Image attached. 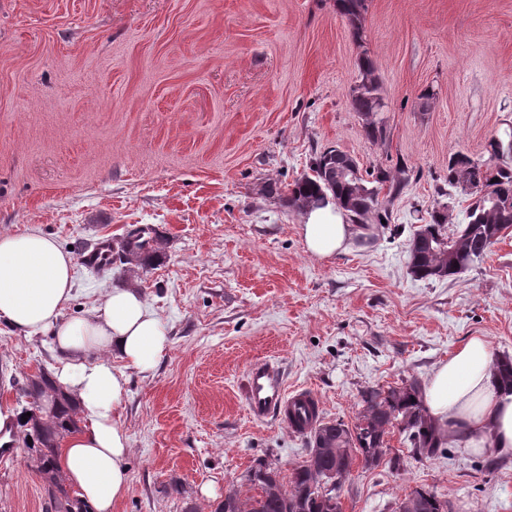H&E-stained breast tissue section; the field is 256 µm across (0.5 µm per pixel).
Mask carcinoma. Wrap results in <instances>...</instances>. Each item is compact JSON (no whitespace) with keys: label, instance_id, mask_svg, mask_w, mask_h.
<instances>
[{"label":"carcinoma","instance_id":"1","mask_svg":"<svg viewBox=\"0 0 512 512\" xmlns=\"http://www.w3.org/2000/svg\"><path fill=\"white\" fill-rule=\"evenodd\" d=\"M366 9L367 0H336V11L357 41L362 40ZM357 69L360 91L350 96V103L361 117L368 139L381 142L386 138V127L377 114L383 111L384 102L367 53L358 57ZM489 146L491 156L483 162L461 152L449 155L445 184L448 189L472 197L466 223L451 228L449 216L437 208L432 210L430 221L420 225L409 240L414 277L431 279L462 273L482 261L503 232L512 228V157L502 158L495 140ZM342 162L360 166L354 156L335 147L314 153L311 174L288 185V206L304 216L330 206L346 222L365 227L389 219L390 207L408 185L411 171L405 166H379L365 170L356 183L350 176L336 173ZM158 253L153 229H138L112 247V259L105 266L147 268ZM15 385L30 399L24 408L31 416L23 422L22 443L28 461L34 463L44 481L45 512H88L60 479L57 467V442L77 428L75 408L65 400L51 412H43L42 399L54 389L50 375L43 371L24 383L17 380ZM421 394L422 384L415 378L387 388L365 390L352 429L343 421L321 422L318 413L311 412L309 434L318 435L325 446L316 464L303 461L284 478L278 469L260 460L243 476L248 491L228 492L215 512H341V502L332 504L324 497L323 485L333 477L344 485L349 477L346 469L356 457L367 468L385 463L395 469L401 457L389 455L386 440L394 428L403 435L416 459H431L446 452L422 407ZM412 494L416 497V512H447L448 502L434 489L420 487Z\"/></svg>","mask_w":512,"mask_h":512}]
</instances>
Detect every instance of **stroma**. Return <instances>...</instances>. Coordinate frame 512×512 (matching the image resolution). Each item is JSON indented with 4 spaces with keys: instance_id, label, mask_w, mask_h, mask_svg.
Here are the masks:
<instances>
[{
    "instance_id": "35a3bbf8",
    "label": "stroma",
    "mask_w": 512,
    "mask_h": 512,
    "mask_svg": "<svg viewBox=\"0 0 512 512\" xmlns=\"http://www.w3.org/2000/svg\"><path fill=\"white\" fill-rule=\"evenodd\" d=\"M364 51L387 104L381 144L350 105ZM511 121L512 0H368L359 42L334 0H0V233L32 227L70 247L66 317L134 281L168 329L156 368L130 375L114 512H214L257 460L286 475L305 459L307 437L248 415L253 361L351 425L363 390L426 379L466 336L512 355V229L444 279H415L408 248L449 155L487 159ZM330 146L418 178L390 223L321 259L284 195ZM146 226L153 266L83 264L99 240ZM53 363L50 337L1 332L0 405L22 408L13 379ZM483 463L455 448L404 457L399 473L359 465L341 510L395 512L429 487L452 512H512V458ZM45 499L22 442L0 447V512Z\"/></svg>"
}]
</instances>
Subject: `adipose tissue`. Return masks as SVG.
Wrapping results in <instances>:
<instances>
[{
	"mask_svg": "<svg viewBox=\"0 0 512 512\" xmlns=\"http://www.w3.org/2000/svg\"><path fill=\"white\" fill-rule=\"evenodd\" d=\"M301 233L309 254L329 258L345 251L351 227L326 207L306 216ZM73 270L71 254L40 230L0 234V327L27 338L51 336L52 379L80 418L58 451L60 474L90 512H112L128 489L131 448L118 421L128 374L153 371L169 336L133 285L108 291L89 316L64 317ZM494 364L489 340L475 334L424 381L425 411L449 447L512 455V390L500 383Z\"/></svg>",
	"mask_w": 512,
	"mask_h": 512,
	"instance_id": "obj_1",
	"label": "adipose tissue"
}]
</instances>
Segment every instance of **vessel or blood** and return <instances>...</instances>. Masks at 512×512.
<instances>
[{
  "label": "vessel or blood",
  "instance_id": "obj_1",
  "mask_svg": "<svg viewBox=\"0 0 512 512\" xmlns=\"http://www.w3.org/2000/svg\"><path fill=\"white\" fill-rule=\"evenodd\" d=\"M246 379V407L253 420L271 416L284 420L292 414L297 425L306 426L314 401L311 392L288 391L279 369L266 360L252 362L246 369Z\"/></svg>",
  "mask_w": 512,
  "mask_h": 512
}]
</instances>
